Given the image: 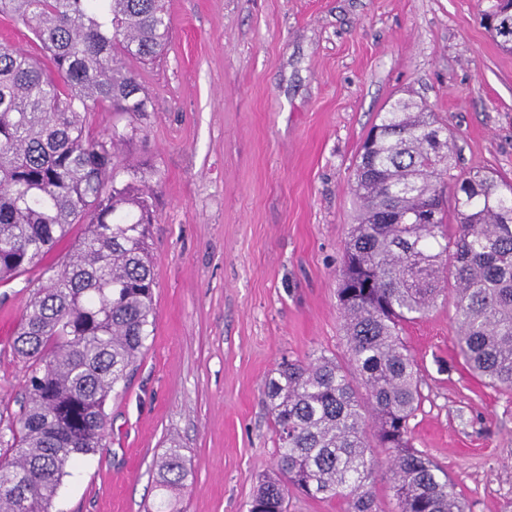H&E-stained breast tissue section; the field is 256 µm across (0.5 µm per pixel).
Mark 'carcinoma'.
<instances>
[{
	"instance_id": "cac0c4a2",
	"label": "carcinoma",
	"mask_w": 512,
	"mask_h": 512,
	"mask_svg": "<svg viewBox=\"0 0 512 512\" xmlns=\"http://www.w3.org/2000/svg\"><path fill=\"white\" fill-rule=\"evenodd\" d=\"M0 14L47 58L0 42V283L45 277L14 340L29 371L10 437L0 432L12 450L0 463V512H52L69 470L103 447L107 400L155 315L156 185L119 160L138 127L96 131L87 117L154 111L127 61L160 57L171 19L164 0H0ZM484 16L512 52V0H492ZM456 164L428 106L396 99L379 114L351 182L360 214L338 290L345 355L288 360L265 382L277 457L248 512H286L292 488L377 512L372 439L388 455L398 512H467L448 474L411 444L419 369L401 338L446 300L466 363L512 393V184L481 170L454 176ZM75 224L86 228L71 253L45 264ZM189 476L178 449L160 458L162 490H183Z\"/></svg>"
}]
</instances>
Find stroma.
Returning a JSON list of instances; mask_svg holds the SVG:
<instances>
[{
    "instance_id": "1",
    "label": "stroma",
    "mask_w": 512,
    "mask_h": 512,
    "mask_svg": "<svg viewBox=\"0 0 512 512\" xmlns=\"http://www.w3.org/2000/svg\"><path fill=\"white\" fill-rule=\"evenodd\" d=\"M489 0H168L164 55L133 68L155 110L127 162L158 180L154 331L106 404L104 448L65 478L53 512H154L156 465L180 448L177 512H247L277 451L266 379L286 359L341 354L337 304L362 141L391 100L425 101L456 170L512 182V53ZM39 283L0 284V428L20 410L13 350ZM421 367L412 442L468 512H512V394L465 364L447 304L408 324Z\"/></svg>"
}]
</instances>
